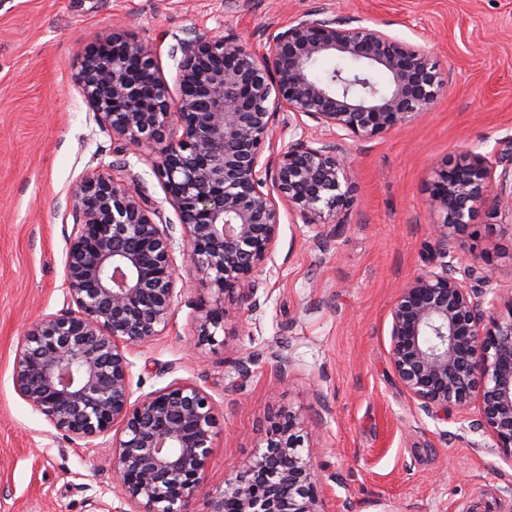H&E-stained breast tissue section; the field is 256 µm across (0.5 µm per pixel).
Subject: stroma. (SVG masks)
<instances>
[{
  "label": "stroma",
  "instance_id": "obj_1",
  "mask_svg": "<svg viewBox=\"0 0 512 512\" xmlns=\"http://www.w3.org/2000/svg\"><path fill=\"white\" fill-rule=\"evenodd\" d=\"M321 8L421 45L450 75L448 91L408 125L342 139L356 177L352 203L335 224L281 210L261 309H240L242 324L223 347L193 350L204 292L178 267L182 295L170 325L131 358L132 396L176 380L205 386L219 422L209 489L247 460L272 408L286 405L308 423L329 512H512V461L477 428L478 402L427 415L388 355L391 304L429 267L495 268L494 287L512 295V207L484 205L446 256L426 213L439 164L512 142V0H0V512L121 505L111 438L70 441L12 385L27 325L67 307L69 202L82 176L126 162L164 221H179L155 155L124 154L82 97V49L120 28L154 46L172 85L179 39L219 31L260 50L269 28ZM277 352L292 362L284 384ZM242 356L252 359L245 375L235 366Z\"/></svg>",
  "mask_w": 512,
  "mask_h": 512
}]
</instances>
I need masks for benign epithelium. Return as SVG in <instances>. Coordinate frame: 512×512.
Masks as SVG:
<instances>
[{"mask_svg":"<svg viewBox=\"0 0 512 512\" xmlns=\"http://www.w3.org/2000/svg\"><path fill=\"white\" fill-rule=\"evenodd\" d=\"M177 50L178 91L159 77L152 47L121 32L87 46L78 83L121 151L158 152L155 174L181 238L125 165L90 172L73 194L65 258L68 308L33 323L12 370L16 394L57 431L87 443L112 435V472L132 512H329L302 413L274 408L242 470L202 492L218 434L211 395L174 381L131 401L130 356L169 325L178 297L175 251L209 285L195 348L224 346L236 306L260 309L257 273L274 262L278 201L305 224H335L354 180L338 143L304 135L260 158L281 112L366 140L406 125L448 89L425 49L362 17L323 9L267 34L259 53L233 35L197 34ZM323 58L359 62L321 79ZM375 71L384 88L369 83ZM512 190V148L447 160L428 185L430 232L444 253L491 198ZM495 271L467 285L450 265L403 285L391 309L389 358L428 414L479 401L477 426L512 460V295L508 316L487 299Z\"/></svg>","mask_w":512,"mask_h":512,"instance_id":"benign-epithelium-1","label":"benign epithelium"}]
</instances>
